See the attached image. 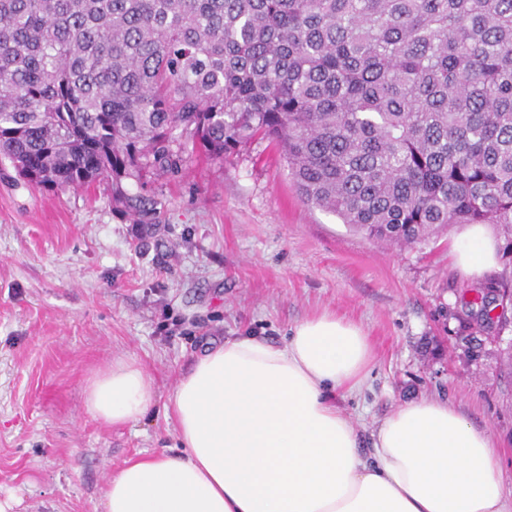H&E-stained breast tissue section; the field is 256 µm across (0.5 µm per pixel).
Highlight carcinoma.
Segmentation results:
<instances>
[{
  "label": "carcinoma",
  "mask_w": 512,
  "mask_h": 512,
  "mask_svg": "<svg viewBox=\"0 0 512 512\" xmlns=\"http://www.w3.org/2000/svg\"><path fill=\"white\" fill-rule=\"evenodd\" d=\"M279 145L309 203L512 257V0H0V163L38 187Z\"/></svg>",
  "instance_id": "carcinoma-1"
}]
</instances>
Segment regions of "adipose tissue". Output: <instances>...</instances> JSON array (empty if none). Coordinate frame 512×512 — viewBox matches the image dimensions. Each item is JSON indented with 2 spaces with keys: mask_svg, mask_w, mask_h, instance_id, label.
<instances>
[{
  "mask_svg": "<svg viewBox=\"0 0 512 512\" xmlns=\"http://www.w3.org/2000/svg\"><path fill=\"white\" fill-rule=\"evenodd\" d=\"M453 253L470 277L498 266L477 224ZM372 365L364 328L327 310L280 344L226 339L169 398L180 453L125 461L106 483L104 512H512L493 435L447 401L404 402L361 451L334 398L359 392ZM155 402L152 377L130 356L86 382L88 414L109 426L145 418Z\"/></svg>",
  "mask_w": 512,
  "mask_h": 512,
  "instance_id": "obj_1",
  "label": "adipose tissue"
}]
</instances>
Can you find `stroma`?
Returning <instances> with one entry per match:
<instances>
[{
	"instance_id": "35a3bbf8",
	"label": "stroma",
	"mask_w": 512,
	"mask_h": 512,
	"mask_svg": "<svg viewBox=\"0 0 512 512\" xmlns=\"http://www.w3.org/2000/svg\"><path fill=\"white\" fill-rule=\"evenodd\" d=\"M112 184L37 188L0 165V496L18 512H103L111 473L179 451L164 406L180 375L232 336L282 342L330 310L361 323L374 350L359 393L336 402L361 438L401 403L448 401L501 445L512 490V373L492 325L468 327L474 291L512 289V263L478 280L456 267L448 225L411 245L354 232L304 201L281 151L257 140L224 163ZM134 357L157 406L108 427L85 410L91 373Z\"/></svg>"
}]
</instances>
